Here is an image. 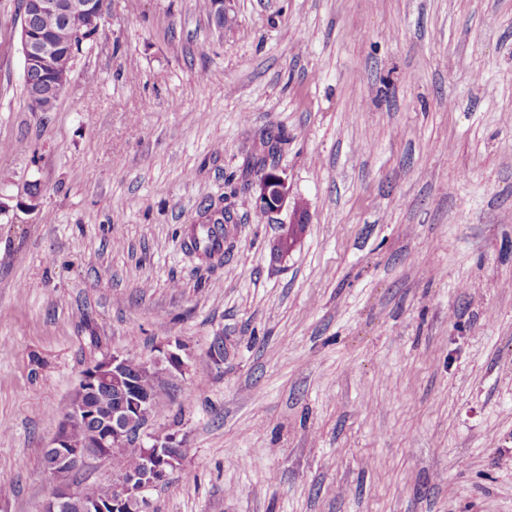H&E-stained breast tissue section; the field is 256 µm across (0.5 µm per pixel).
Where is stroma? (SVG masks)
<instances>
[{
    "label": "stroma",
    "instance_id": "stroma-1",
    "mask_svg": "<svg viewBox=\"0 0 512 512\" xmlns=\"http://www.w3.org/2000/svg\"><path fill=\"white\" fill-rule=\"evenodd\" d=\"M17 3L0 512H40L44 450L111 355L155 364L146 430L183 442L154 512H512V0H231L221 26L209 0H107L45 114ZM272 165L309 214L282 255L292 206L258 218L248 189ZM211 206L224 254H188Z\"/></svg>",
    "mask_w": 512,
    "mask_h": 512
}]
</instances>
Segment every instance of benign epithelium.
<instances>
[{
	"mask_svg": "<svg viewBox=\"0 0 512 512\" xmlns=\"http://www.w3.org/2000/svg\"><path fill=\"white\" fill-rule=\"evenodd\" d=\"M105 8L106 0H25L20 29L25 77H36L40 91L47 94H60L70 83V75L57 70L54 49L30 25V18L52 12L75 25L78 45L73 47V53L77 54L89 40V35L80 24V18L91 10L103 14ZM250 191L254 209L268 216L288 206L287 181L274 167L260 173L251 183ZM126 366L125 357L114 355L105 358L100 367H92L83 374V390L96 392L103 387H113L119 392L120 398L103 418L101 433L94 444L98 448L96 452L87 450L82 443L72 441L70 431L74 423L97 417V409L84 405L68 407L49 444V448L58 450L55 485L53 494L43 503L40 512H127L132 507L139 512H151L149 493L170 479V470L154 466L146 477L120 479L114 483L112 500L105 505L79 498L68 485L69 474L88 460L106 458L128 447L134 437L137 414L154 397L150 392L141 393L134 388L135 381L127 375Z\"/></svg>",
	"mask_w": 512,
	"mask_h": 512,
	"instance_id": "1",
	"label": "benign epithelium"
}]
</instances>
